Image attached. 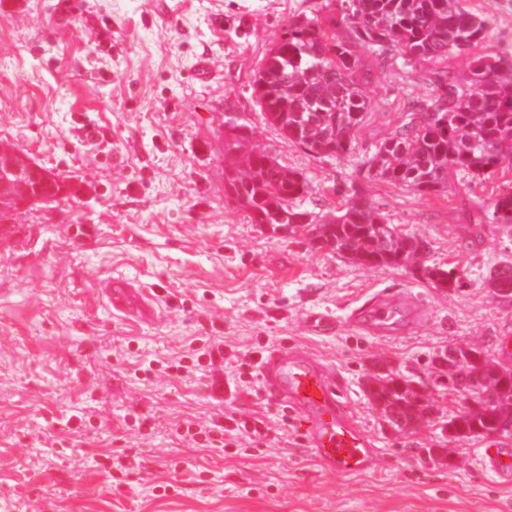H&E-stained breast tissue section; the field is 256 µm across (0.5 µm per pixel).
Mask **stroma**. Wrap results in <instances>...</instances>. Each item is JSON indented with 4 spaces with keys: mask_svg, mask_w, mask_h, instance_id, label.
<instances>
[{
    "mask_svg": "<svg viewBox=\"0 0 512 512\" xmlns=\"http://www.w3.org/2000/svg\"><path fill=\"white\" fill-rule=\"evenodd\" d=\"M339 0H0V143L66 176L64 200L21 214L0 244V512H512V484L484 467L512 435L453 439L441 428L468 402L432 364L450 346L483 348L512 369V297L489 269L512 266V226L465 236L460 204L488 207L512 187V162L483 181L455 177L441 194L370 179L361 162L429 92L424 68L391 66L368 86L352 152L316 157L272 126L252 82L289 25L327 22ZM492 35L479 51L512 54V0H463ZM209 74L200 77L199 63ZM228 112L244 149L306 174L303 207L321 217L361 188L401 235L428 243L400 268L356 266L309 227L255 224L224 195L217 130ZM461 276L449 290L421 266ZM120 274L158 299L154 321L114 316L102 282ZM409 293L423 320L378 339L345 321L371 292ZM341 325L310 335L304 318ZM224 339V357L287 349L318 359L339 383L377 455L370 473L328 471L308 453L296 412L229 376H169L170 360ZM422 387L431 417L397 429L367 393L369 372ZM84 415L69 431V414ZM259 418L263 444L192 448L177 425L219 413ZM152 418L137 429L136 414ZM134 459L123 483L100 463ZM486 282L495 295L505 297L510 293L512 296V266L503 265L490 271Z\"/></svg>",
    "mask_w": 512,
    "mask_h": 512,
    "instance_id": "1",
    "label": "stroma"
}]
</instances>
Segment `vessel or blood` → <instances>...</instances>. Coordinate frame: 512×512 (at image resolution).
<instances>
[{"mask_svg": "<svg viewBox=\"0 0 512 512\" xmlns=\"http://www.w3.org/2000/svg\"><path fill=\"white\" fill-rule=\"evenodd\" d=\"M101 292L113 313L153 320L156 300L143 288L111 278ZM422 319V307L412 295L374 293L347 317L356 329L379 337L413 332ZM261 389L271 400L291 405L304 426L309 451L325 469L344 475L367 471L376 453L372 440L358 428L336 383L311 356L273 351L262 360Z\"/></svg>", "mask_w": 512, "mask_h": 512, "instance_id": "vessel-or-blood-1", "label": "vessel or blood"}]
</instances>
